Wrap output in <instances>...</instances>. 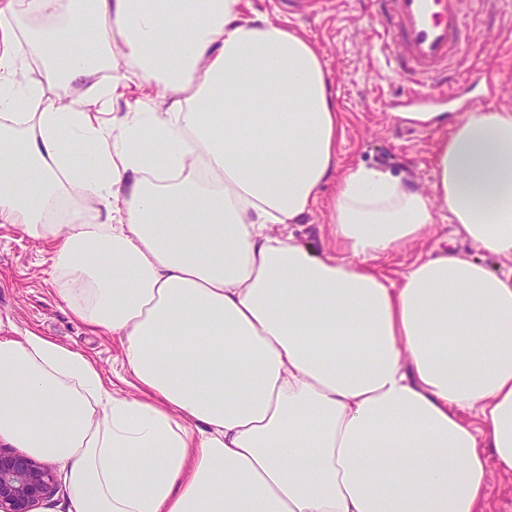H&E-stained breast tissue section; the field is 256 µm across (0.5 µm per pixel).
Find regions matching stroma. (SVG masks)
<instances>
[{
    "mask_svg": "<svg viewBox=\"0 0 512 512\" xmlns=\"http://www.w3.org/2000/svg\"><path fill=\"white\" fill-rule=\"evenodd\" d=\"M289 2L243 0L242 14L288 23L318 45L332 73L342 113L343 132L336 145L341 168L377 167L430 192L432 156L442 133L399 124L397 113L447 112L460 117L476 108L512 110V0L466 4L470 30L464 68L479 71L483 80L453 83L454 96L449 100L405 96L401 79L369 53L371 0H309L302 12L291 11ZM329 200V195H322L311 214L286 229L317 249H331ZM286 229L277 225L273 231L279 234ZM447 246L466 257L475 253L467 241L454 236L446 212L441 211L423 238L383 257L380 267L396 278L413 261ZM48 272L49 253L43 242L11 225L0 226V332L17 336L34 330L67 344L89 355L118 390L136 395V388L123 381L124 355L118 340L88 335L56 297Z\"/></svg>",
    "mask_w": 512,
    "mask_h": 512,
    "instance_id": "stroma-1",
    "label": "stroma"
}]
</instances>
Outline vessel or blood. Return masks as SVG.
Returning a JSON list of instances; mask_svg holds the SVG:
<instances>
[{
  "label": "vessel or blood",
  "mask_w": 512,
  "mask_h": 512,
  "mask_svg": "<svg viewBox=\"0 0 512 512\" xmlns=\"http://www.w3.org/2000/svg\"><path fill=\"white\" fill-rule=\"evenodd\" d=\"M462 0H373L376 49L388 70L406 78L414 96H428L464 56Z\"/></svg>",
  "instance_id": "1"
}]
</instances>
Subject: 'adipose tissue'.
Masks as SVG:
<instances>
[{
	"label": "adipose tissue",
	"mask_w": 512,
	"mask_h": 512,
	"mask_svg": "<svg viewBox=\"0 0 512 512\" xmlns=\"http://www.w3.org/2000/svg\"><path fill=\"white\" fill-rule=\"evenodd\" d=\"M241 4L0 0V224L47 243L141 391L0 336V447L53 460L69 512H486L512 477V270L482 259L512 261V111L408 113L450 128L433 197L360 164L337 251L274 235L332 180L341 114L316 45ZM127 67L125 112L115 82L97 117L52 97ZM440 209L477 256L381 273Z\"/></svg>",
	"instance_id": "obj_1"
}]
</instances>
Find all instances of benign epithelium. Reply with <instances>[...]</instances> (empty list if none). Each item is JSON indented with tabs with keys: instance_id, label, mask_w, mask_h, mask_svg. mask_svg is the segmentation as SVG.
<instances>
[{
	"instance_id": "obj_1",
	"label": "benign epithelium",
	"mask_w": 512,
	"mask_h": 512,
	"mask_svg": "<svg viewBox=\"0 0 512 512\" xmlns=\"http://www.w3.org/2000/svg\"><path fill=\"white\" fill-rule=\"evenodd\" d=\"M53 469L37 457L0 448V512H35L55 492Z\"/></svg>"
}]
</instances>
